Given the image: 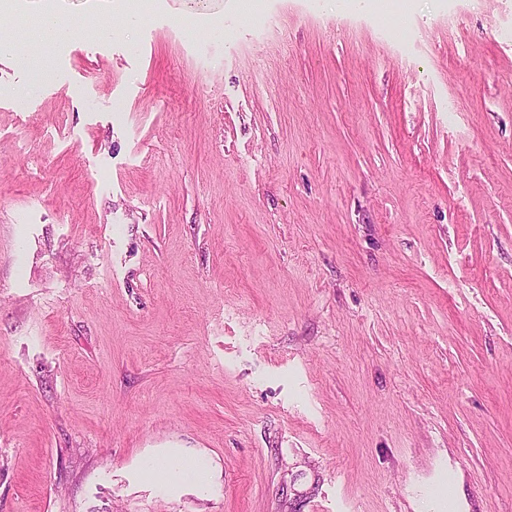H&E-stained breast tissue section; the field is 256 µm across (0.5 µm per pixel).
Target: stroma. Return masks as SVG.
<instances>
[{
    "label": "stroma",
    "mask_w": 512,
    "mask_h": 512,
    "mask_svg": "<svg viewBox=\"0 0 512 512\" xmlns=\"http://www.w3.org/2000/svg\"><path fill=\"white\" fill-rule=\"evenodd\" d=\"M126 7L0 53V512H512V0ZM17 40V35L14 32H10L5 28L1 27L0 53L11 54L18 63L27 68L31 75L34 72L31 88H37L42 84L43 81L37 80L35 74L42 67L39 68V66L36 65L34 59L21 49V45L16 43Z\"/></svg>",
    "instance_id": "stroma-1"
}]
</instances>
